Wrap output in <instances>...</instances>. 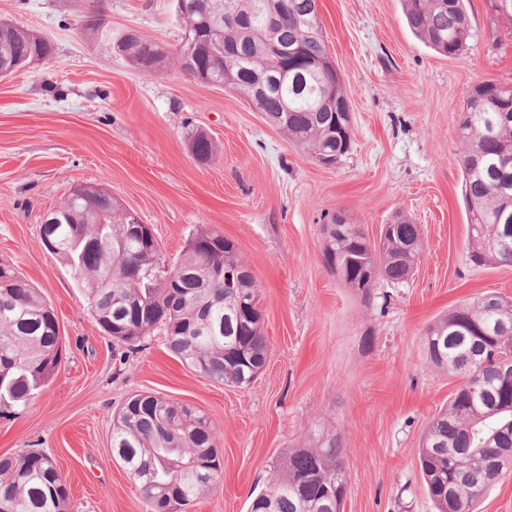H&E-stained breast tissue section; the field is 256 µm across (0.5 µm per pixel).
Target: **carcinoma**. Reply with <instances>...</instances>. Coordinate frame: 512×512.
Here are the masks:
<instances>
[{"label": "carcinoma", "instance_id": "1", "mask_svg": "<svg viewBox=\"0 0 512 512\" xmlns=\"http://www.w3.org/2000/svg\"><path fill=\"white\" fill-rule=\"evenodd\" d=\"M212 30L174 51L140 37L124 59L145 71L164 58L206 71L215 85L230 68L234 90L247 95L260 76L288 72L284 83L267 85L253 102L264 119L316 163L339 162L354 131L343 113L347 93L321 36L319 13L305 14L313 0H288L284 20L288 43L322 60L325 69L305 72L299 59H277L266 50L262 0H199ZM411 31L439 54L454 57L469 37L465 0H402ZM252 15L244 28L225 19L228 9ZM84 34L112 53V25L95 24ZM54 46L26 29H0V68L12 70L48 62ZM463 151L462 185L469 226L468 260L476 266L512 264V83L476 85L457 127ZM189 149L200 162L215 145L205 133L191 136ZM108 201L109 210L81 201L51 230L57 255L82 280L104 333L132 344L161 330L171 352L211 381L245 388L266 364L262 320L241 322L239 308L258 305L254 278L235 275L246 265L234 243L203 230L166 267L158 247L127 235L130 212ZM393 230L370 240L345 224L325 230L327 265L343 269L340 281L365 299L363 270L376 268L394 285L408 283L422 255L420 225L397 216ZM139 272L134 278L126 266ZM429 362L458 379L448 405L435 415L420 442L418 465L437 512H473V504L512 471V365L499 354L512 350V301L485 294L448 312L428 327ZM63 354L58 320L16 268L0 262V417L12 418L46 388ZM220 435L208 419L149 392L128 397L112 422V455L137 486L146 512H183L216 484L221 470ZM347 474L340 439L322 435L314 444L288 449L272 465L268 489L252 503L262 512H344ZM0 512H71L67 488L53 459L41 452L0 459Z\"/></svg>", "mask_w": 512, "mask_h": 512}]
</instances>
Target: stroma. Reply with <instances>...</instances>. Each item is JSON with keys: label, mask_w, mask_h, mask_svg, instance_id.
<instances>
[{"label": "stroma", "mask_w": 512, "mask_h": 512, "mask_svg": "<svg viewBox=\"0 0 512 512\" xmlns=\"http://www.w3.org/2000/svg\"><path fill=\"white\" fill-rule=\"evenodd\" d=\"M113 31L167 49L183 36L176 0H104ZM88 0H0V21L55 46L50 63L0 78V259L49 303L66 346L45 391L0 418V458L50 455L71 512H146L112 460L116 410L148 391L199 410L221 435V478L186 512H247L270 464L313 434L341 436L344 512H435L417 465L420 440L454 377L430 365L426 328L487 293L512 299V265L476 267L456 135L472 87L512 82V22L467 0L471 35L440 55L406 26L401 0H318L328 52L351 104L341 164L311 160L233 90L126 67L81 30ZM217 152L196 160L189 139ZM101 188L149 224L177 261L207 229L231 240L256 283L268 359L248 388L183 366L162 332L134 346L98 326L78 275L41 243L40 226L74 185ZM421 227L408 285L378 281L370 299L325 265L326 216L373 240L396 213Z\"/></svg>", "instance_id": "1"}]
</instances>
